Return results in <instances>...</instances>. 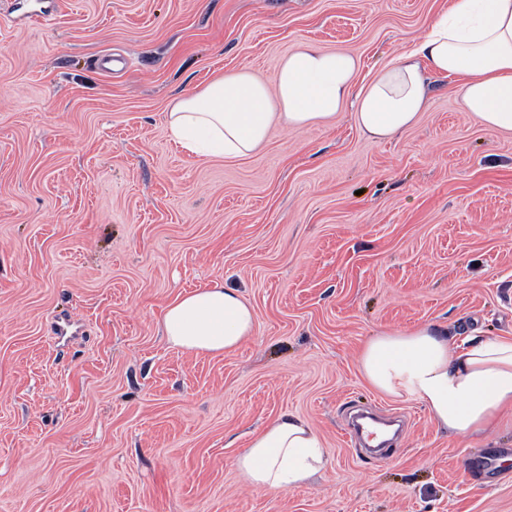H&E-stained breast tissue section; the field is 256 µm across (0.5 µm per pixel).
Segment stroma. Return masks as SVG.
<instances>
[{"label":"stroma","instance_id":"1","mask_svg":"<svg viewBox=\"0 0 512 512\" xmlns=\"http://www.w3.org/2000/svg\"><path fill=\"white\" fill-rule=\"evenodd\" d=\"M451 0H0V512H512L508 418L448 436L361 376L364 343L429 324L512 336V135L436 76L375 143L352 106L274 127L240 159L185 153L171 100L302 42L353 51L357 85ZM111 58V70L98 62ZM214 282L258 326L239 349L168 348L163 307ZM400 420L385 455L350 412ZM294 413L326 464L258 491L234 458Z\"/></svg>","mask_w":512,"mask_h":512}]
</instances>
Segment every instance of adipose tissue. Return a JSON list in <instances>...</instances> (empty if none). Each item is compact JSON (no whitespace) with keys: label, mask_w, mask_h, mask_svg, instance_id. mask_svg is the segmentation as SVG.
<instances>
[{"label":"adipose tissue","mask_w":512,"mask_h":512,"mask_svg":"<svg viewBox=\"0 0 512 512\" xmlns=\"http://www.w3.org/2000/svg\"><path fill=\"white\" fill-rule=\"evenodd\" d=\"M359 69L350 51L301 43L272 79L241 69L175 99L167 126L188 153L238 159L257 152L272 127L322 123L348 103L360 130L381 142L417 122L431 77L457 75L464 111L487 128L512 132V0H455L368 84H356ZM257 324L244 296L219 282L178 294L159 319L169 347L208 355L235 351ZM359 370L378 392L419 401L453 437L481 438L512 415V337L458 341L429 325L384 332L364 345ZM234 464L255 489H299L323 468V443L305 419L281 416L250 438Z\"/></svg>","instance_id":"1"}]
</instances>
